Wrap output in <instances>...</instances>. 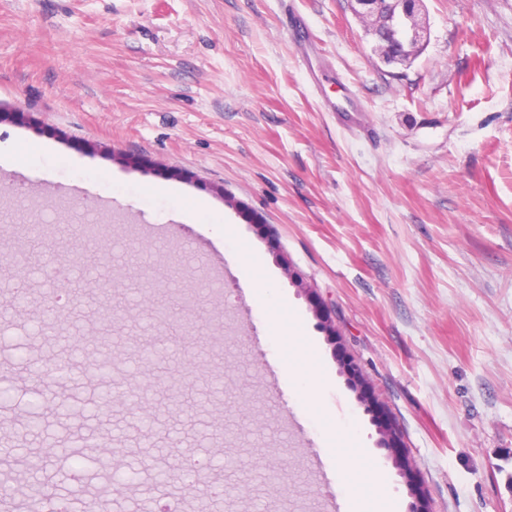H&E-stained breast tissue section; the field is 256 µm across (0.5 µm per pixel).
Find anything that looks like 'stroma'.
Masks as SVG:
<instances>
[{
    "mask_svg": "<svg viewBox=\"0 0 512 512\" xmlns=\"http://www.w3.org/2000/svg\"><path fill=\"white\" fill-rule=\"evenodd\" d=\"M424 8L427 43L387 66L350 0H0V240L53 219L75 271L96 277L91 260L108 254L117 266L150 262L164 303L182 308L183 289L201 292L190 304L202 357L187 366L175 344L183 326L139 319L135 275L113 279L121 316L106 330L89 298L72 321L50 322L39 303L53 282L0 266V420L12 422L0 447L24 455L44 436L58 442L41 475L46 507L79 488L111 490L99 468L121 460L131 472L112 512H324L340 496L336 460L322 456L318 471L314 457L352 418L360 453L408 512L362 388L397 424L431 512H512V0ZM292 16L330 75L322 90ZM324 94L361 109L322 111ZM31 146L36 157L15 167ZM14 170L61 192L17 198L3 180ZM102 195L110 206L94 208ZM199 200L235 239L185 223ZM93 217L104 233L78 239ZM243 243L321 356L316 416L293 399L250 286L212 275L210 252L232 265ZM307 288L334 309L335 340L318 329ZM142 338L154 351L152 420L123 401L99 414L100 396L144 380L148 368L127 353ZM32 359L68 372L34 383ZM173 378L181 392L168 391ZM180 458L208 464L188 477L172 468Z\"/></svg>",
    "mask_w": 512,
    "mask_h": 512,
    "instance_id": "35a3bbf8",
    "label": "stroma"
}]
</instances>
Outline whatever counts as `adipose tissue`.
<instances>
[{
	"instance_id": "obj_1",
	"label": "adipose tissue",
	"mask_w": 512,
	"mask_h": 512,
	"mask_svg": "<svg viewBox=\"0 0 512 512\" xmlns=\"http://www.w3.org/2000/svg\"><path fill=\"white\" fill-rule=\"evenodd\" d=\"M241 279L251 285L255 307L268 314V333L282 343L283 368L294 383V393L300 402H307L309 392L318 372L319 354L303 338L301 322L296 315L286 314L285 301L264 273L263 262L258 256L243 260L238 268ZM369 468L367 462L357 467L341 469V480L346 494L347 512H395V503L383 492H362L360 485Z\"/></svg>"
}]
</instances>
